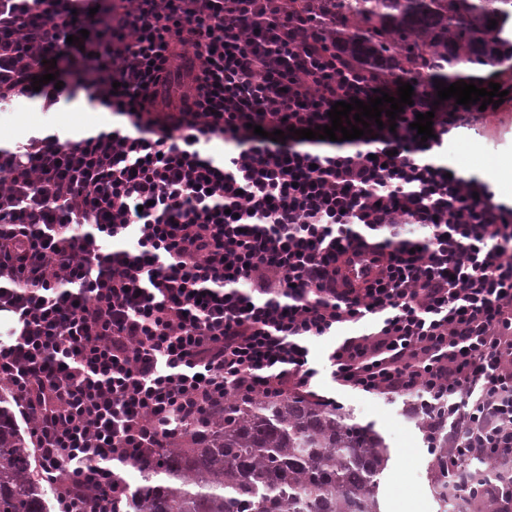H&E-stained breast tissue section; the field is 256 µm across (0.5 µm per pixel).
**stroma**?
<instances>
[{"label":"stroma","mask_w":512,"mask_h":512,"mask_svg":"<svg viewBox=\"0 0 512 512\" xmlns=\"http://www.w3.org/2000/svg\"><path fill=\"white\" fill-rule=\"evenodd\" d=\"M448 153L465 176L484 178L495 162L512 158V101L498 111L477 115L469 125L454 130ZM357 325H346L335 335L314 342L311 356L318 370L312 391L334 399L357 421L375 423L385 437L391 459L379 478L381 512H447L448 504L435 492L433 461L424 429L406 412L401 395L369 394L339 385L331 377L327 355L335 344L361 334Z\"/></svg>","instance_id":"obj_1"}]
</instances>
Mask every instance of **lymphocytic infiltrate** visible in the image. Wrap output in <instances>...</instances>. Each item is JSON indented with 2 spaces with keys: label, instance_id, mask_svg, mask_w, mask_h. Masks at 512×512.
Listing matches in <instances>:
<instances>
[{
  "label": "lymphocytic infiltrate",
  "instance_id": "f902f5d3",
  "mask_svg": "<svg viewBox=\"0 0 512 512\" xmlns=\"http://www.w3.org/2000/svg\"><path fill=\"white\" fill-rule=\"evenodd\" d=\"M323 29L289 0H0V110L84 92L127 120L0 147V312L16 320L0 380L59 512H116L119 466L226 396L308 389L311 343L368 321L329 352L334 382L447 405L449 501L465 512L469 465L489 460L512 512V207L434 158L479 106L416 79L395 130L272 140L398 94L340 62ZM428 111L424 140L412 124ZM371 244L377 273L354 286L341 259Z\"/></svg>",
  "mask_w": 512,
  "mask_h": 512
}]
</instances>
